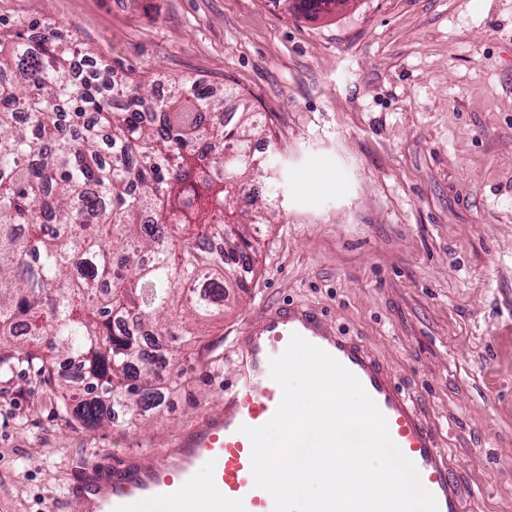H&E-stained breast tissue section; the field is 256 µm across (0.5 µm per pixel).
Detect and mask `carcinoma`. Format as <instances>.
Instances as JSON below:
<instances>
[{
	"instance_id": "cac0c4a2",
	"label": "carcinoma",
	"mask_w": 512,
	"mask_h": 512,
	"mask_svg": "<svg viewBox=\"0 0 512 512\" xmlns=\"http://www.w3.org/2000/svg\"><path fill=\"white\" fill-rule=\"evenodd\" d=\"M283 2L317 15L350 0ZM77 54L0 32V364L24 354L62 415L98 428L157 399L142 327L188 343L224 314L252 269L249 228L270 222L241 201L274 165L250 149L257 116L236 93L176 81L146 113L143 83H77Z\"/></svg>"
}]
</instances>
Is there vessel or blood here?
Returning <instances> with one entry per match:
<instances>
[{
    "mask_svg": "<svg viewBox=\"0 0 512 512\" xmlns=\"http://www.w3.org/2000/svg\"><path fill=\"white\" fill-rule=\"evenodd\" d=\"M295 333L356 375L384 414L392 440L434 494L439 512H462V491L447 454L412 398L366 345L298 302L266 308L249 326L238 379L225 390L219 412L192 423L153 463L127 454L115 464H87L69 486L63 512H188V495L201 478L210 488L202 512H274L272 496L255 485L251 443L239 428L264 425L274 416L282 389L270 376V361Z\"/></svg>",
    "mask_w": 512,
    "mask_h": 512,
    "instance_id": "obj_1",
    "label": "vessel or blood"
}]
</instances>
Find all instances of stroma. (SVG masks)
<instances>
[{
    "instance_id": "stroma-1",
    "label": "stroma",
    "mask_w": 512,
    "mask_h": 512,
    "mask_svg": "<svg viewBox=\"0 0 512 512\" xmlns=\"http://www.w3.org/2000/svg\"><path fill=\"white\" fill-rule=\"evenodd\" d=\"M118 82L192 78L259 112L276 158L255 263L177 388L139 426L63 417L26 362L0 369V512H59L103 456L152 463L235 377L237 341L300 302L369 347L435 426L464 512H512V0H0ZM351 0H283L289 4V10L304 14L317 15L321 12H328L329 7L334 9L346 7Z\"/></svg>"
}]
</instances>
